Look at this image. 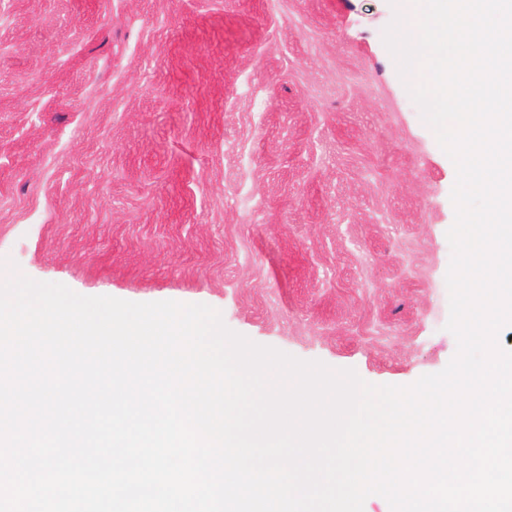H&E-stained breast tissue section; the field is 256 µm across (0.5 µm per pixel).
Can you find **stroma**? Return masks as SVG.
I'll return each mask as SVG.
<instances>
[{"instance_id": "1", "label": "stroma", "mask_w": 512, "mask_h": 512, "mask_svg": "<svg viewBox=\"0 0 512 512\" xmlns=\"http://www.w3.org/2000/svg\"><path fill=\"white\" fill-rule=\"evenodd\" d=\"M389 0H0V260L220 311L409 385L445 329L456 170L383 42Z\"/></svg>"}]
</instances>
